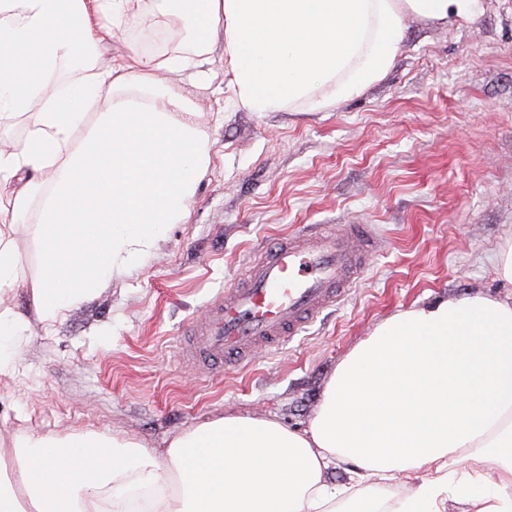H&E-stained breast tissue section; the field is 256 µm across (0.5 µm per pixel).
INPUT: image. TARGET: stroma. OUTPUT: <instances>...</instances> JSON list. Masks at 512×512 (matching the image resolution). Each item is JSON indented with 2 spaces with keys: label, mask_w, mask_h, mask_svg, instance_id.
Masks as SVG:
<instances>
[{
  "label": "stroma",
  "mask_w": 512,
  "mask_h": 512,
  "mask_svg": "<svg viewBox=\"0 0 512 512\" xmlns=\"http://www.w3.org/2000/svg\"><path fill=\"white\" fill-rule=\"evenodd\" d=\"M149 4L98 52L114 63L164 26ZM192 99L212 163L186 222L91 298L42 322L29 287L40 251L19 239L27 323L14 374L0 376V437L91 432L164 450L177 433L227 414L308 428L337 364L387 318L468 296H512L497 270L512 246V0H478L469 22L411 16L401 54L359 94L317 112H253L224 82V42L202 56ZM366 225V271L335 307L281 349L209 370L184 360L191 322L281 238Z\"/></svg>",
  "instance_id": "stroma-1"
}]
</instances>
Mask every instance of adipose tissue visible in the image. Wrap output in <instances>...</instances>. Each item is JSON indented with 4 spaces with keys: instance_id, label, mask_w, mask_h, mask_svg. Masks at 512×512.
<instances>
[{
    "instance_id": "1",
    "label": "adipose tissue",
    "mask_w": 512,
    "mask_h": 512,
    "mask_svg": "<svg viewBox=\"0 0 512 512\" xmlns=\"http://www.w3.org/2000/svg\"><path fill=\"white\" fill-rule=\"evenodd\" d=\"M140 0H0V121L32 114L0 147V222L42 255L30 291L56 320L155 248L185 218L211 161L194 103L164 80L196 66L133 50L87 80L85 64ZM205 49L224 40L228 85L253 112L315 111L382 79L404 20L473 19L477 0H151ZM94 123H87L88 108ZM42 196L34 224L24 218ZM94 434L0 448V512H512V298L482 296L399 312L332 372L309 428L227 415L173 437L163 455ZM353 465L351 483L326 480ZM493 465L488 481L480 463ZM405 477L392 508L356 486Z\"/></svg>"
}]
</instances>
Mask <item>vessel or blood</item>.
<instances>
[{"label": "vessel or blood", "instance_id": "b4317fda", "mask_svg": "<svg viewBox=\"0 0 512 512\" xmlns=\"http://www.w3.org/2000/svg\"><path fill=\"white\" fill-rule=\"evenodd\" d=\"M373 251L358 224L282 238L225 289L205 321L192 324L184 356L216 369L279 347L350 291Z\"/></svg>", "mask_w": 512, "mask_h": 512}]
</instances>
